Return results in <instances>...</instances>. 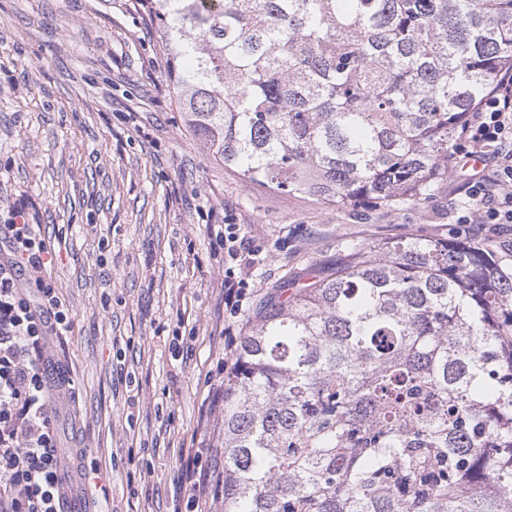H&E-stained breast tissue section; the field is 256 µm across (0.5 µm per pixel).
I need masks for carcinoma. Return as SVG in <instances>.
Instances as JSON below:
<instances>
[{"mask_svg":"<svg viewBox=\"0 0 512 512\" xmlns=\"http://www.w3.org/2000/svg\"><path fill=\"white\" fill-rule=\"evenodd\" d=\"M179 112L247 184L421 205L512 69V0H141ZM224 376V512H512V273L467 239L346 246Z\"/></svg>","mask_w":512,"mask_h":512,"instance_id":"cac0c4a2","label":"carcinoma"}]
</instances>
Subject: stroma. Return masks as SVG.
<instances>
[{
    "label": "stroma",
    "mask_w": 512,
    "mask_h": 512,
    "mask_svg": "<svg viewBox=\"0 0 512 512\" xmlns=\"http://www.w3.org/2000/svg\"><path fill=\"white\" fill-rule=\"evenodd\" d=\"M160 42L137 0H0V224L19 208L40 225L74 317L53 346L73 381L56 428L100 486L69 489L77 512H186L190 451L224 468L225 332L348 242L459 237L512 269V224L455 223L460 173L420 206L378 209L244 183L184 125ZM224 224L259 252L233 321Z\"/></svg>",
    "instance_id": "1"
}]
</instances>
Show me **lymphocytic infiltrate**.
I'll list each match as a JSON object with an SVG mask.
<instances>
[{
  "label": "lymphocytic infiltrate",
  "mask_w": 512,
  "mask_h": 512,
  "mask_svg": "<svg viewBox=\"0 0 512 512\" xmlns=\"http://www.w3.org/2000/svg\"><path fill=\"white\" fill-rule=\"evenodd\" d=\"M488 158L487 173L464 187L456 208L461 224L512 223V71L489 88L460 128L449 168ZM230 306L245 287L237 270L253 263L239 225L219 232ZM0 512H60L67 487V451L54 432L59 404L72 390L65 375L49 378L50 349L70 332L73 318L46 273L54 252L36 224H0ZM187 504L219 501L224 475L190 456L184 470Z\"/></svg>",
  "instance_id": "lymphocytic-infiltrate-1"
}]
</instances>
